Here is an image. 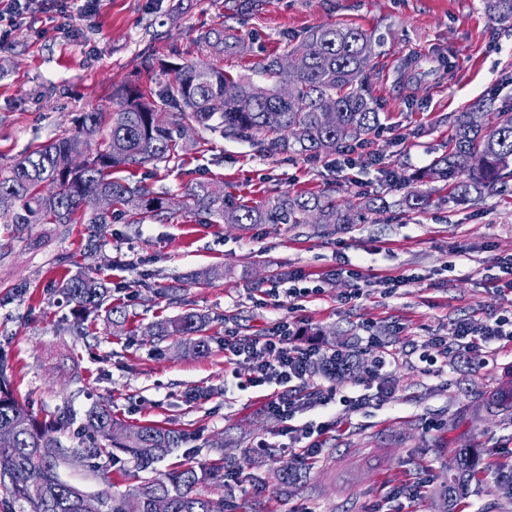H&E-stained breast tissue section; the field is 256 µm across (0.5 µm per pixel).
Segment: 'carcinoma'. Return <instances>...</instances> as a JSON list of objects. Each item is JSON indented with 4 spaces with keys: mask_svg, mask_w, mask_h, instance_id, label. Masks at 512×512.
Returning a JSON list of instances; mask_svg holds the SVG:
<instances>
[{
    "mask_svg": "<svg viewBox=\"0 0 512 512\" xmlns=\"http://www.w3.org/2000/svg\"><path fill=\"white\" fill-rule=\"evenodd\" d=\"M485 12L499 22L512 21V0H484ZM206 50L231 51L237 44L212 29L199 38ZM293 69L280 67L273 57L260 65L270 81L260 86L251 78L233 76L201 59L171 62L161 89L121 85L112 92L114 108L84 112L70 136L38 145L13 165L0 170V220L8 224H72L87 217L98 237L112 223L142 224L167 212L166 198L144 185L113 177L123 169L167 163L178 153L180 129L197 125L223 136H249L269 142L280 152L332 153L344 141L360 142L379 124L380 115L367 96L364 83L372 69L375 40L352 24H326L306 32L301 43L288 49ZM293 91L283 96L282 88ZM487 106L478 104L454 116L448 153L432 161V180L453 181L452 190L478 196L497 191L512 181V110L497 111L493 125L483 127ZM467 179L462 180L460 176ZM95 184L112 196V209L101 211L87 199L82 187ZM189 212L198 224H357L360 212L321 195L284 193L256 205L235 202L221 189L198 182L190 193ZM430 205V196L413 191L403 200L410 212ZM112 284L89 272L64 279L59 292L73 305L78 336H85L84 314L106 309L111 323L127 320L121 306L112 305ZM210 317L186 311L153 323L148 335L193 337L192 350L210 352L206 335ZM8 362L0 357V430L14 441L0 445V488L6 490L18 512H84L90 495L60 478L62 464L89 459H112V449L130 456L137 467L149 469L185 441V434L158 424L128 426L112 415L107 404L86 412L83 427L93 445L70 447L58 436L59 428L30 414L12 396ZM491 409L512 410V378L506 379L485 400ZM476 471L475 450H458L440 490L445 512H455L457 499L467 490ZM218 478L216 472L191 465L144 481L131 496L97 500V512H224V499L214 501L194 493L195 486Z\"/></svg>",
    "mask_w": 512,
    "mask_h": 512,
    "instance_id": "cac0c4a2",
    "label": "carcinoma"
}]
</instances>
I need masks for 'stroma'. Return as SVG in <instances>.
Returning <instances> with one entry per match:
<instances>
[{"label":"stroma","mask_w":512,"mask_h":512,"mask_svg":"<svg viewBox=\"0 0 512 512\" xmlns=\"http://www.w3.org/2000/svg\"><path fill=\"white\" fill-rule=\"evenodd\" d=\"M330 23L360 26L376 41L367 87L380 123L368 155L347 147L286 154L195 127L175 160L120 173L166 193L170 206L160 219L113 224L92 250L87 224L21 229L0 222V354L12 366L13 395L41 421L73 418L62 435L71 446L81 443L78 425L96 403L133 425L184 430L187 441L157 472L182 464L236 471L230 512H436L438 488L460 448L478 449L483 459L460 512H512L495 476L512 466V421L482 408L512 377V344H487L466 361L455 351L459 320L489 323L512 308V294L500 289L512 278L501 265L512 258V188L447 197L439 183L415 178L447 152L453 114L480 100L495 111L512 109V25L490 19L482 0H101L96 14L69 21L32 11L0 44V166L72 134L81 113L109 109L116 85L160 88L163 62L196 57L198 38L210 29H224L246 51L213 52L209 63L262 85L260 63ZM198 182L235 201L311 192L343 205L377 198L386 209L329 233L313 224L243 231L194 221L184 202ZM414 190L431 198L423 212L401 205ZM210 268L221 277L203 279ZM81 269L125 284L116 299L130 314L128 330L101 316L93 335L72 333L71 307L52 289ZM375 272L412 281L389 297L358 289V277ZM299 275L316 281L319 294L288 297ZM21 282L28 294L11 297ZM170 288L176 301L162 295ZM188 309L212 320L209 354H193L185 336L160 341L145 333ZM282 318L317 334L323 350L342 346L360 360L338 379L313 371L308 389L335 385L371 396L360 408L335 402L308 412L307 420L331 429L317 438L320 454L307 460L287 452L286 423L261 412L262 391L248 384L251 361L224 357L225 332L263 336ZM371 334L399 353L395 393L382 405L372 399ZM432 336L449 353L427 369L404 347ZM261 439L269 452L253 454ZM300 463L307 466L302 480L281 487L278 470ZM59 475L103 499L131 494L145 478L121 452L108 479L79 464L61 465ZM417 485L419 498L411 493Z\"/></svg>","instance_id":"1"}]
</instances>
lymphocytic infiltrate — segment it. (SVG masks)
Instances as JSON below:
<instances>
[{"mask_svg":"<svg viewBox=\"0 0 512 512\" xmlns=\"http://www.w3.org/2000/svg\"><path fill=\"white\" fill-rule=\"evenodd\" d=\"M457 353L467 357L470 353L493 341H512V310L500 313L493 322L475 324L471 319H461L456 324ZM322 349L314 342L301 341L293 325L287 320L275 323L271 335L246 338L234 334L224 338V355L233 359L245 357L253 362L250 378L253 386L276 385L277 390L268 394L264 411L288 422L297 455L314 457L318 453L312 436L313 425H295L296 416L335 400L339 389L335 386L323 390L306 391L310 366L321 356Z\"/></svg>","mask_w":512,"mask_h":512,"instance_id":"obj_1","label":"lymphocytic infiltrate"}]
</instances>
